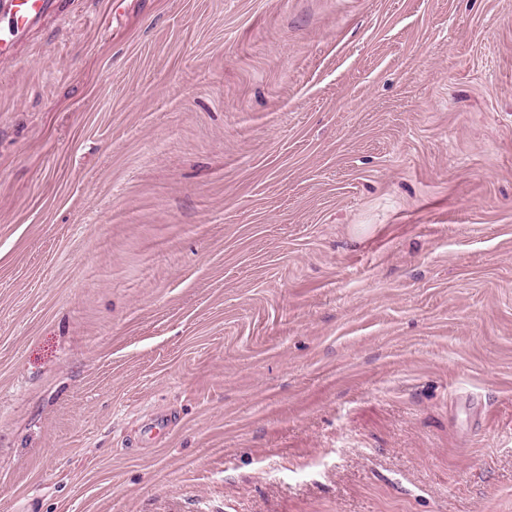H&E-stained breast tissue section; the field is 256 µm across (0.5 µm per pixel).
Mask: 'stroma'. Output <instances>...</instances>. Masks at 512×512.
<instances>
[{"instance_id": "stroma-1", "label": "stroma", "mask_w": 512, "mask_h": 512, "mask_svg": "<svg viewBox=\"0 0 512 512\" xmlns=\"http://www.w3.org/2000/svg\"><path fill=\"white\" fill-rule=\"evenodd\" d=\"M0 512H512V0H67L0 60Z\"/></svg>"}]
</instances>
